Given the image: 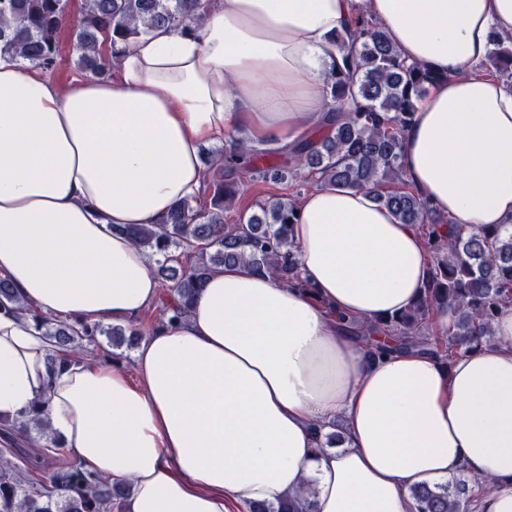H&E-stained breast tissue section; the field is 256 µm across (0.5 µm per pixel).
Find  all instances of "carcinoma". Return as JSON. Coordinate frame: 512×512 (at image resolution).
I'll list each match as a JSON object with an SVG mask.
<instances>
[{"instance_id":"obj_1","label":"carcinoma","mask_w":512,"mask_h":512,"mask_svg":"<svg viewBox=\"0 0 512 512\" xmlns=\"http://www.w3.org/2000/svg\"><path fill=\"white\" fill-rule=\"evenodd\" d=\"M69 0H0V55L27 61L42 72L61 59V33L69 18ZM210 0H82L73 29V50L85 71L110 76L112 62L154 28L189 30L204 21ZM336 46L343 64L327 81V123L290 149H257L237 141L210 159L199 193L178 204L158 224L122 227L146 251L161 279L159 311L183 318L208 275L224 265L248 262L270 272L286 286L304 288L299 262L292 252L290 225L298 220L301 187L324 184L340 189H368L397 220L422 232L432 254L430 277L410 309L385 320L348 321L357 338L383 354L398 350L432 352L450 362L459 353L494 341L491 323L512 305V223L485 224L467 232L434 213L405 179L400 146L413 122L416 101L444 75L409 64L388 34L366 10L357 8ZM477 70L512 81V42L492 40L487 59ZM294 182L295 194L237 212L232 224L224 213L245 183ZM448 306V329L436 334L435 312ZM0 308L23 311L11 284L0 279ZM46 335L63 352L87 353V346L106 336L114 346L138 344L144 327L82 325L43 318ZM12 429L44 430L38 411L16 419ZM127 484L108 485L102 477L77 466L56 471L49 482L32 469H19L0 454V512H112L128 495ZM417 512H467L470 488L416 487ZM250 512H299L294 500L253 505Z\"/></svg>"}]
</instances>
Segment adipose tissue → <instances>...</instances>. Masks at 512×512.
<instances>
[{"label":"adipose tissue","mask_w":512,"mask_h":512,"mask_svg":"<svg viewBox=\"0 0 512 512\" xmlns=\"http://www.w3.org/2000/svg\"><path fill=\"white\" fill-rule=\"evenodd\" d=\"M354 0H212L194 34L142 35L110 79L67 90L0 57V416L39 409L83 469L132 481L124 512H415L411 490L493 480L476 512H512V306L452 363L375 356L346 327L413 306L431 268L420 231L371 193L320 185L290 239L305 288L245 263L216 269L187 317L120 367L66 362L35 315L125 326L159 301L149 256L120 233L202 185V147L278 146L319 126ZM402 57L446 74L417 103L401 165L462 228L512 221V90L474 75L512 0H365ZM344 424L340 448L316 427Z\"/></svg>","instance_id":"adipose-tissue-1"}]
</instances>
